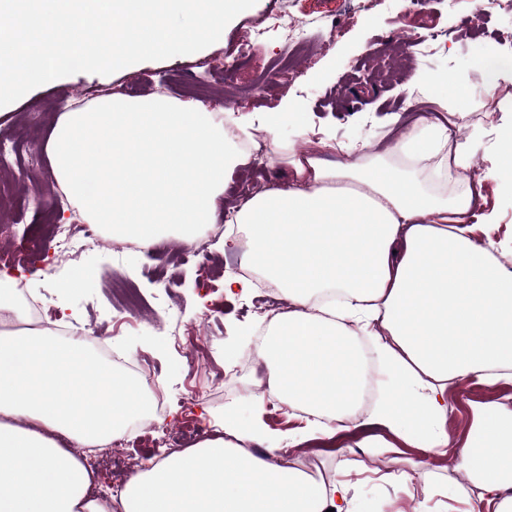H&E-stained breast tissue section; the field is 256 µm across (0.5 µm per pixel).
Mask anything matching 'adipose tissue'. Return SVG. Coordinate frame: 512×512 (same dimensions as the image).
Listing matches in <instances>:
<instances>
[{"label": "adipose tissue", "instance_id": "1", "mask_svg": "<svg viewBox=\"0 0 512 512\" xmlns=\"http://www.w3.org/2000/svg\"><path fill=\"white\" fill-rule=\"evenodd\" d=\"M498 110L484 176L512 181V101ZM227 122L201 102L103 97L63 112L44 151L88 223L144 249L170 236L191 244L247 162L246 130ZM339 150L336 162L294 153L287 179L236 208L219 242L288 302L256 347L264 380L312 415L309 436L377 453L391 434L445 454L449 384L512 382V268L482 240L497 217L472 215V189L437 187L466 179L471 142L425 113L396 142V162ZM19 285L0 271V512H353L348 481L288 465L281 440L232 407L210 437L131 474L116 504L95 498L74 451L146 420V392L87 337L25 328ZM360 334L381 374L365 418ZM372 424L383 435L360 437ZM472 432L457 463L469 484L454 496L467 512H512V408L474 405Z\"/></svg>", "mask_w": 512, "mask_h": 512}]
</instances>
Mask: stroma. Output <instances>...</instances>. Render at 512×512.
Wrapping results in <instances>:
<instances>
[{
    "label": "stroma",
    "instance_id": "1",
    "mask_svg": "<svg viewBox=\"0 0 512 512\" xmlns=\"http://www.w3.org/2000/svg\"><path fill=\"white\" fill-rule=\"evenodd\" d=\"M426 2L423 13L408 15L396 0H291L296 16L332 18L339 30L333 36L313 32L312 51L299 63L298 81L258 97L243 92L242 87L254 74L268 72L279 58L282 39L278 30H271L265 41L255 45L236 75L195 67L196 62L204 59H220L252 22L271 20L274 0H257L249 13L226 26L221 42L196 53L137 63L110 75L76 73L58 79L55 84L32 89L0 110V144L11 145L18 128L25 125L27 118L37 115L41 123L30 146L42 149L61 112L71 105H84L83 92L88 87L97 88L103 95L115 91L130 98L166 95L183 101L200 100L214 112L229 108L235 122L255 134L260 131L258 113H280V150L263 149L258 160L237 168L218 199L223 206L236 198L244 183L261 189L271 182L285 180L292 151L317 144L327 135L337 143L362 145L370 156H387L401 133L415 122L414 116L406 112L408 100H415L423 112L445 122L452 121L449 110L428 92L408 91L418 76L449 71L466 88L474 107L461 127L473 145L469 173L481 181L474 210H498L500 222L491 237L507 242V249L498 250L497 257L512 264V184L483 177L489 165L492 130L501 120L497 104L503 97L512 96V85L489 92L476 67V60L486 46L512 50V15L476 13L473 0ZM430 32L437 33V40L430 42L424 55L405 65L390 80L379 82L365 76L363 65L378 63L385 48L403 37ZM288 99L305 112V120L295 119L292 113L284 111L283 103ZM390 112L400 113L399 123L381 127L379 117ZM54 182L49 164H42L26 177L24 184L16 187L13 200L0 206V225L13 224L21 230L76 220L79 212L73 206L19 208V199L26 197L33 185L48 189ZM181 246V241L169 237L158 241L156 250L147 249L136 256L128 249L90 245L66 258L45 248L36 260L39 273H24L21 294L41 303L46 315L56 318L65 309L75 313L77 325L97 334L104 344L121 338L119 354L158 369L157 383L171 402L208 386L220 374H229L222 397L198 407L206 422H213L229 406L239 408L246 416L259 405L274 432L284 435L304 426L306 420L296 410L272 404L266 395L253 391L254 370L243 367L240 358L224 356V342L235 327L257 328V294L226 298L225 270L221 267L214 268L213 280L206 289L197 286L196 263L183 262L175 276H167L158 257ZM76 268L97 273L95 287L80 292L67 290V278ZM125 281L141 289L151 306L149 312L133 316L120 310L113 287ZM208 313L214 316L209 323L204 320ZM175 325L185 332L199 331L209 345V355L191 362L169 346V329ZM488 401L512 404V383L489 386L461 380L450 388L447 426L456 447H463L468 439L473 403ZM292 456L298 467L310 472H333L343 459L362 463L363 471L349 476L358 512H443L446 499L431 494L429 473L446 476L451 485L463 480L453 455H427L398 438L393 439L391 448L377 456L369 455L363 448L345 447L343 438L338 436L295 447ZM418 459L425 460V468L412 470V461ZM407 471L412 478L405 486L395 487L384 480L385 475L397 476Z\"/></svg>",
    "mask_w": 512,
    "mask_h": 512
}]
</instances>
